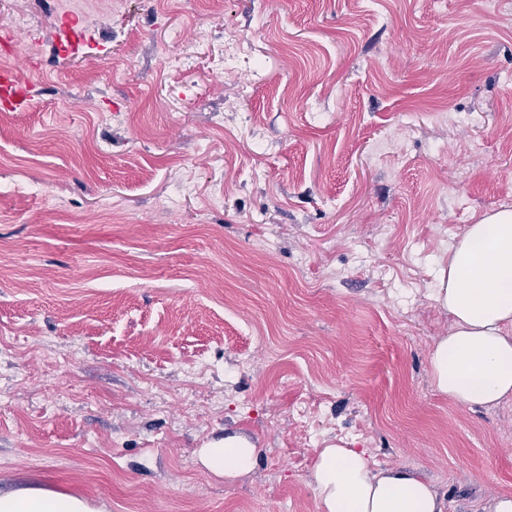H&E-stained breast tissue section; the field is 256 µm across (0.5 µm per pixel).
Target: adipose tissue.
<instances>
[{
	"mask_svg": "<svg viewBox=\"0 0 512 512\" xmlns=\"http://www.w3.org/2000/svg\"><path fill=\"white\" fill-rule=\"evenodd\" d=\"M436 303L448 333L430 355L437 392L464 405L497 406L512 398V210L469 225L439 266ZM259 448L230 435L200 449V464L233 480L251 472ZM319 512H447L435 486L417 470L375 468L363 449L340 440L322 448L312 467ZM0 512H94L78 496L44 487L0 493Z\"/></svg>",
	"mask_w": 512,
	"mask_h": 512,
	"instance_id": "ef3b65f1",
	"label": "adipose tissue"
}]
</instances>
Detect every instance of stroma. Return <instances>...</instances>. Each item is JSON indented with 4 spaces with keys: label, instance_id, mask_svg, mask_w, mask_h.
Segmentation results:
<instances>
[{
    "label": "stroma",
    "instance_id": "35a3bbf8",
    "mask_svg": "<svg viewBox=\"0 0 512 512\" xmlns=\"http://www.w3.org/2000/svg\"><path fill=\"white\" fill-rule=\"evenodd\" d=\"M502 2L0 0L35 98L0 108V492L318 512L341 439L449 512L512 494V399L429 373L438 267L512 209ZM73 18L99 47L61 61ZM228 435L232 481L198 460ZM261 453L254 443L236 435L224 437L200 448V464L211 474L233 480L251 472Z\"/></svg>",
    "mask_w": 512,
    "mask_h": 512
}]
</instances>
